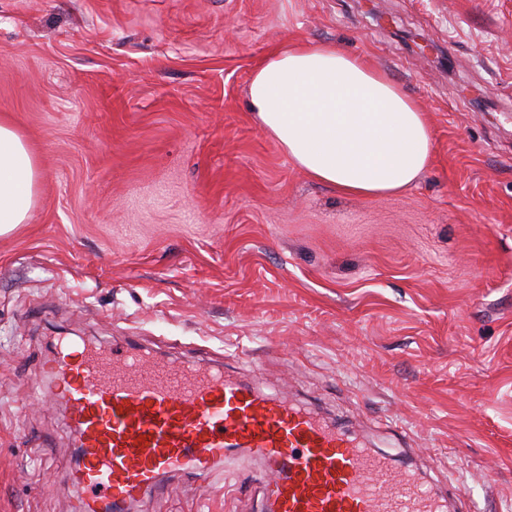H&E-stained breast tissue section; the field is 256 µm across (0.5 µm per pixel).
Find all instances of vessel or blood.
I'll use <instances>...</instances> for the list:
<instances>
[{
    "label": "vessel or blood",
    "mask_w": 512,
    "mask_h": 512,
    "mask_svg": "<svg viewBox=\"0 0 512 512\" xmlns=\"http://www.w3.org/2000/svg\"><path fill=\"white\" fill-rule=\"evenodd\" d=\"M45 373L80 462L77 512H126L168 474L207 476L248 451L266 467L271 512H447L446 497L310 411L198 364L59 337Z\"/></svg>",
    "instance_id": "obj_1"
}]
</instances>
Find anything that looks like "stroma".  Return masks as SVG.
Masks as SVG:
<instances>
[{"label": "stroma", "instance_id": "1", "mask_svg": "<svg viewBox=\"0 0 512 512\" xmlns=\"http://www.w3.org/2000/svg\"><path fill=\"white\" fill-rule=\"evenodd\" d=\"M336 46L422 105L429 166L355 196L254 120L275 47ZM0 119L40 179L0 235V512H73L52 340L220 365L512 512V0H0ZM242 453L129 512H267Z\"/></svg>", "mask_w": 512, "mask_h": 512}]
</instances>
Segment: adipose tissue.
<instances>
[{
  "mask_svg": "<svg viewBox=\"0 0 512 512\" xmlns=\"http://www.w3.org/2000/svg\"><path fill=\"white\" fill-rule=\"evenodd\" d=\"M249 103L298 167L346 194L403 190L431 159L420 104L381 68L330 45L300 43L271 54L253 70ZM38 180L27 142L0 122V235L27 221Z\"/></svg>",
  "mask_w": 512,
  "mask_h": 512,
  "instance_id": "ef3b65f1",
  "label": "adipose tissue"
}]
</instances>
